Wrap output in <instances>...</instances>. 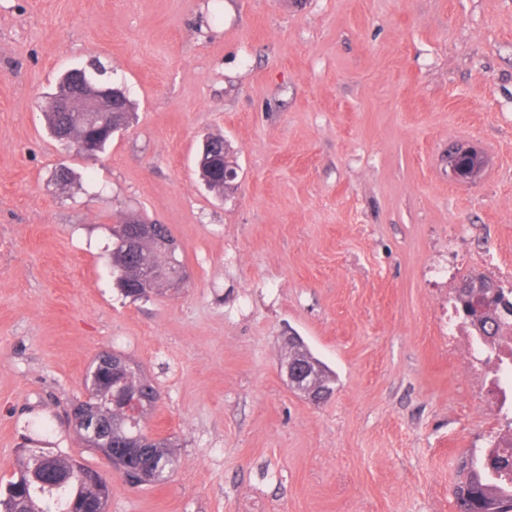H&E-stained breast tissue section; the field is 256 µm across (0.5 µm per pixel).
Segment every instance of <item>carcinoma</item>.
Instances as JSON below:
<instances>
[{"label":"carcinoma","instance_id":"carcinoma-1","mask_svg":"<svg viewBox=\"0 0 512 512\" xmlns=\"http://www.w3.org/2000/svg\"><path fill=\"white\" fill-rule=\"evenodd\" d=\"M72 80L71 73L63 75L44 111L48 130L59 141L74 122L72 113L58 109L62 97L72 88ZM83 134L86 147L98 154L111 143L112 126L109 123L93 124L85 127ZM206 178L211 189L221 190L224 185V155L218 152L208 155ZM126 229L128 225L123 222L112 227V269L121 293L138 299L156 285L131 282L127 274L129 266L140 262L165 266L173 261L180 265L182 261L177 259L176 251L159 250L151 243L144 244L136 254L125 250L123 238ZM493 303V313L478 327L483 336H499L503 328L512 325V302L504 300L503 293L499 292ZM102 423L112 428V442L118 446L140 432L137 421L119 422L107 416ZM87 497L100 500L102 512H107L112 497V481L71 456L32 451L20 456L14 476L0 488V512H70L72 504ZM453 497L456 512H512V492L490 484L474 454L462 460Z\"/></svg>","mask_w":512,"mask_h":512}]
</instances>
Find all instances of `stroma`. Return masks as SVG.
<instances>
[{"instance_id": "stroma-1", "label": "stroma", "mask_w": 512, "mask_h": 512, "mask_svg": "<svg viewBox=\"0 0 512 512\" xmlns=\"http://www.w3.org/2000/svg\"><path fill=\"white\" fill-rule=\"evenodd\" d=\"M94 58L137 112L90 165L43 110ZM209 135L237 165L220 195ZM463 142L474 185L448 174ZM131 211L185 285L114 288ZM471 275L512 288V0H0V479L42 421L111 473L67 424L111 350L159 388L143 429L175 465L113 479L108 512H455L487 424L440 326ZM291 332L333 376L321 404L281 368ZM485 165L480 150L468 143L458 144L448 154V171L457 182L476 184Z\"/></svg>"}]
</instances>
